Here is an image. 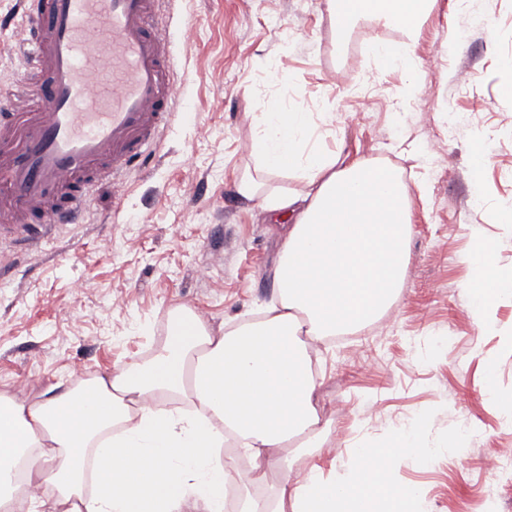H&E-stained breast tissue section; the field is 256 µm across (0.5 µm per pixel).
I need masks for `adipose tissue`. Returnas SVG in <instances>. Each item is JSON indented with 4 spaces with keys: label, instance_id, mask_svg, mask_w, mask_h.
Returning <instances> with one entry per match:
<instances>
[{
    "label": "adipose tissue",
    "instance_id": "ef3b65f1",
    "mask_svg": "<svg viewBox=\"0 0 512 512\" xmlns=\"http://www.w3.org/2000/svg\"><path fill=\"white\" fill-rule=\"evenodd\" d=\"M432 3L327 0V8L337 24L368 16L412 38ZM316 135L311 113L273 106L252 139L257 167L235 181L241 199L263 200L265 210L291 218L275 271L278 305L262 321L218 332L179 307L178 333L144 362L28 401L1 394V502L23 490L12 479L22 455L28 483H51L57 512H180L190 501L224 512L231 465L212 461L229 431L251 461L237 512H422L419 494L395 484V461L416 448L409 426L388 444L358 449L356 465L337 482L315 465L301 477L292 471V456L318 452L331 429L309 370L311 343L376 320L409 265L410 196L401 175L369 159L339 165ZM288 169L298 172V188L269 192L268 177ZM497 250L496 241L474 235L467 288L478 317L512 295ZM169 396L194 414L163 409ZM271 473L273 497H253L251 485Z\"/></svg>",
    "mask_w": 512,
    "mask_h": 512
}]
</instances>
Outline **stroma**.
I'll return each instance as SVG.
<instances>
[{
    "label": "stroma",
    "instance_id": "1",
    "mask_svg": "<svg viewBox=\"0 0 512 512\" xmlns=\"http://www.w3.org/2000/svg\"><path fill=\"white\" fill-rule=\"evenodd\" d=\"M21 11L0 0L7 89L26 73ZM159 20L173 34L176 117L149 167L100 185L82 223L36 244L0 239V393L33 398L145 360L176 307L218 329L277 299L280 227L234 187L257 165L242 144L276 103L316 114L322 148L341 160L401 172L413 225L406 283L382 321L321 343L319 399L335 442L294 471L316 464L337 479L357 448L411 423L432 456L405 460L397 482L420 492L425 512H512V469L485 464L512 442L499 410L512 399V297L482 328L466 290L473 231L497 241V264L512 271V229L497 221L512 205V0H435L408 43L412 73L371 51L405 41L400 31L366 17L339 29L326 0H163ZM336 68L345 78L333 86ZM437 142L447 162L431 157ZM463 417L474 435L448 454Z\"/></svg>",
    "mask_w": 512,
    "mask_h": 512
}]
</instances>
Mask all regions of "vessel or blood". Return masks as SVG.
<instances>
[{"label": "vessel or blood", "mask_w": 512, "mask_h": 512, "mask_svg": "<svg viewBox=\"0 0 512 512\" xmlns=\"http://www.w3.org/2000/svg\"><path fill=\"white\" fill-rule=\"evenodd\" d=\"M156 2L32 0L22 26L46 96L0 110L1 223L34 241L77 223L97 183L148 158L176 85Z\"/></svg>", "instance_id": "1"}]
</instances>
